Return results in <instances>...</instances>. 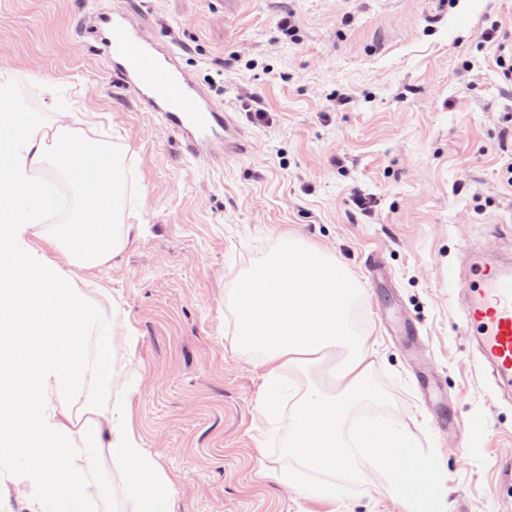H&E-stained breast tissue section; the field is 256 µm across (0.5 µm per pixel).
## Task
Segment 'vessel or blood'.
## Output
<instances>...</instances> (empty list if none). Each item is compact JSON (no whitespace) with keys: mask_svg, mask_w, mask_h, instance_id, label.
I'll return each instance as SVG.
<instances>
[{"mask_svg":"<svg viewBox=\"0 0 512 512\" xmlns=\"http://www.w3.org/2000/svg\"><path fill=\"white\" fill-rule=\"evenodd\" d=\"M103 32L101 51L111 60L123 86L140 103L158 112L180 135L187 151L209 141L214 158L224 156L227 120L207 91L178 62L162 41L145 40L123 15L95 17ZM467 297L460 324L473 332L479 363L492 381L512 388V275L488 266H469Z\"/></svg>","mask_w":512,"mask_h":512,"instance_id":"obj_1","label":"vessel or blood"}]
</instances>
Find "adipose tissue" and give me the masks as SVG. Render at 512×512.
Returning <instances> with one entry per match:
<instances>
[{"label":"adipose tissue","instance_id":"adipose-tissue-1","mask_svg":"<svg viewBox=\"0 0 512 512\" xmlns=\"http://www.w3.org/2000/svg\"><path fill=\"white\" fill-rule=\"evenodd\" d=\"M71 118L22 109L11 70L0 67V454L20 452L13 482L30 512H70L88 471L110 465L123 474L127 512H172L174 485L132 428L136 391L114 384L116 354L133 357L136 336L110 289L87 276L140 227L119 167L101 177L92 160L102 144ZM47 171L78 197L57 224L48 221L54 200L38 189ZM146 472L157 476L149 491Z\"/></svg>","mask_w":512,"mask_h":512}]
</instances>
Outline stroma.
I'll list each match as a JSON object with an SVG mask.
<instances>
[{
	"label": "stroma",
	"mask_w": 512,
	"mask_h": 512,
	"mask_svg": "<svg viewBox=\"0 0 512 512\" xmlns=\"http://www.w3.org/2000/svg\"><path fill=\"white\" fill-rule=\"evenodd\" d=\"M100 9L167 42L223 107V166L127 94L85 24ZM286 13L298 42L277 27ZM510 52L512 0H0V63L26 107L73 105L145 197L140 235L93 278L136 331L132 426L175 486L173 512H403L378 473L330 503L272 477L286 460L266 445L287 425L260 409L264 369L232 345L227 293L285 234L365 289L373 373L389 414L434 448L448 512H512V403L459 324L465 254L512 256V80L495 63ZM254 96L269 124L253 122ZM409 318L417 337L401 333ZM474 421L482 433L464 432Z\"/></svg>",
	"instance_id": "obj_1"
}]
</instances>
